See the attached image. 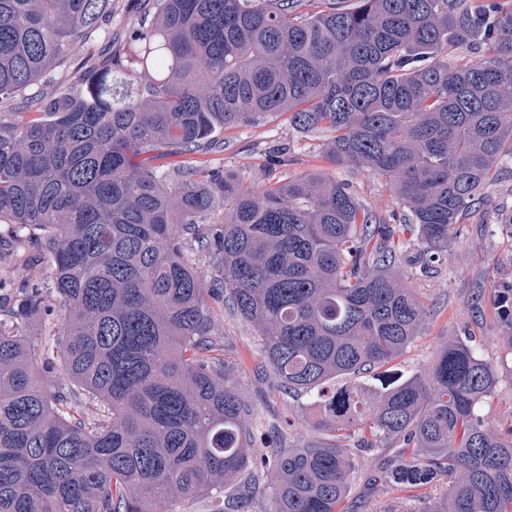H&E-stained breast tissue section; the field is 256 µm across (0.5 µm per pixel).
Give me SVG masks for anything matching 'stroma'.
Here are the masks:
<instances>
[{
	"label": "stroma",
	"instance_id": "obj_1",
	"mask_svg": "<svg viewBox=\"0 0 512 512\" xmlns=\"http://www.w3.org/2000/svg\"><path fill=\"white\" fill-rule=\"evenodd\" d=\"M128 0H112V10L92 37L75 41L63 61L38 82L0 98V120L24 123L34 118L36 101L61 92L81 88L94 62L107 59L114 45L126 36L130 15ZM220 147L201 154L207 166L236 175L245 184L257 187L288 176L321 170L353 184L356 193L378 212L386 214L395 203L384 183L376 177L332 166L323 159L325 133L302 134L277 114L256 124L219 132ZM0 291L12 292L27 282L42 291L46 304H53L55 288L48 266L31 269L26 259L39 252V241L16 236L8 225L0 224ZM413 288L421 293L429 315L420 336L407 353L394 361L390 371L409 375L427 368L448 337L469 335L481 356L497 365L498 383L489 405L487 423L498 431L512 425V354L504 350L502 327L492 300L502 284L512 282V162L488 184L482 201L455 227L449 251L441 253L431 267L405 264ZM224 357L234 362L236 382L251 401L257 415L253 444L272 446L278 439L271 423L294 422L287 442L301 446L315 438L313 415L306 399L294 400L282 394L273 380L258 369L259 342L252 324L230 314L220 316ZM448 486L395 491L375 486L358 512H437Z\"/></svg>",
	"mask_w": 512,
	"mask_h": 512
}]
</instances>
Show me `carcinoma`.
Here are the masks:
<instances>
[{
  "instance_id": "1",
  "label": "carcinoma",
  "mask_w": 512,
  "mask_h": 512,
  "mask_svg": "<svg viewBox=\"0 0 512 512\" xmlns=\"http://www.w3.org/2000/svg\"><path fill=\"white\" fill-rule=\"evenodd\" d=\"M112 0H0V95L38 81ZM46 119L0 122V223L40 235L47 308L16 289L0 324V512H168L221 489L224 512H344L359 448H403L392 489L448 482L440 512H512V427L485 426L498 371L466 337L388 374L428 308L396 227L320 171L254 188L187 163L220 130L288 113L326 159L384 180L414 261L512 160V0H154ZM458 48L483 50L464 64ZM215 277L206 288L195 255ZM493 307L512 352V285ZM252 323L277 387L320 438L256 448L255 409L218 316ZM59 313L41 349L23 326ZM99 407L93 420L74 401Z\"/></svg>"
}]
</instances>
